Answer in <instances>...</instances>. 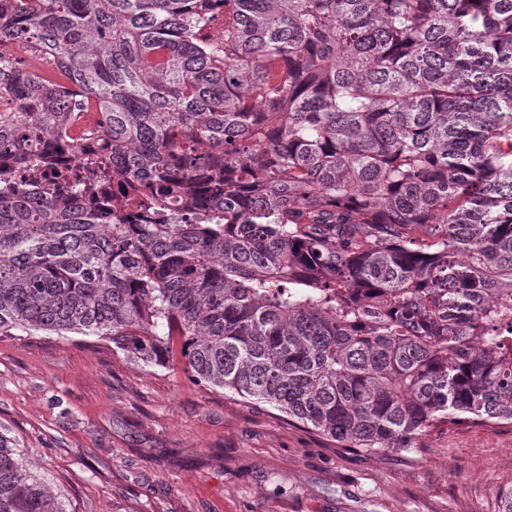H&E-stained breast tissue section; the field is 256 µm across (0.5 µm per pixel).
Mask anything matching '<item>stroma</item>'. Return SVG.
Here are the masks:
<instances>
[{
	"mask_svg": "<svg viewBox=\"0 0 512 512\" xmlns=\"http://www.w3.org/2000/svg\"><path fill=\"white\" fill-rule=\"evenodd\" d=\"M0 433L66 512H500L512 424L366 455L95 336L0 335Z\"/></svg>",
	"mask_w": 512,
	"mask_h": 512,
	"instance_id": "1",
	"label": "stroma"
}]
</instances>
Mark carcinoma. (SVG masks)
<instances>
[{
	"instance_id": "carcinoma-1",
	"label": "carcinoma",
	"mask_w": 512,
	"mask_h": 512,
	"mask_svg": "<svg viewBox=\"0 0 512 512\" xmlns=\"http://www.w3.org/2000/svg\"><path fill=\"white\" fill-rule=\"evenodd\" d=\"M2 99L14 167L91 104L112 159L0 199V335L178 355L370 454L512 424V0H0ZM112 178L152 223L74 204ZM0 512H65L1 434Z\"/></svg>"
}]
</instances>
